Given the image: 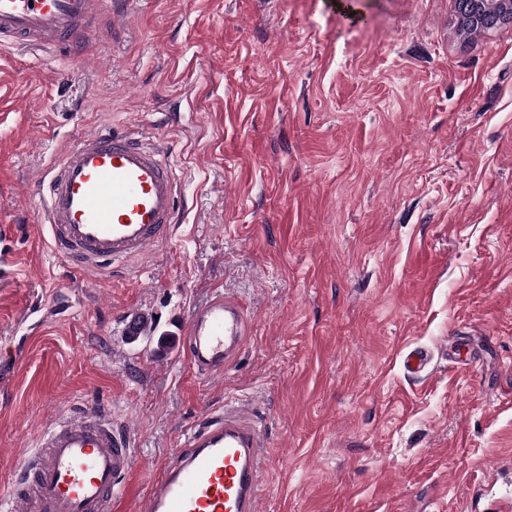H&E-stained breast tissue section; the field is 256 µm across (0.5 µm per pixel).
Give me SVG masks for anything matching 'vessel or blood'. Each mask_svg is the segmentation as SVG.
Returning a JSON list of instances; mask_svg holds the SVG:
<instances>
[{
  "label": "vessel or blood",
  "instance_id": "obj_1",
  "mask_svg": "<svg viewBox=\"0 0 512 512\" xmlns=\"http://www.w3.org/2000/svg\"><path fill=\"white\" fill-rule=\"evenodd\" d=\"M130 0H0V39L68 52L91 40L103 15L120 37ZM33 229L74 268L106 275L168 243L179 185L168 147L100 126L71 143L39 174ZM249 318L234 297L216 292L190 317L181 339L203 380L239 355ZM267 446L246 405L206 411L179 438L144 502L129 512H261ZM134 450L110 411L84 407L56 419L17 464L0 512H112Z\"/></svg>",
  "mask_w": 512,
  "mask_h": 512
}]
</instances>
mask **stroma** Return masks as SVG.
<instances>
[{
  "mask_svg": "<svg viewBox=\"0 0 512 512\" xmlns=\"http://www.w3.org/2000/svg\"><path fill=\"white\" fill-rule=\"evenodd\" d=\"M123 26L63 59L0 47V347L31 303L56 315L0 390V492L89 403L146 498L207 409L247 403L261 512H512V21L465 30L455 0H138ZM103 124L170 145L180 222L121 273L76 275L28 228L32 184ZM219 288L251 330L205 382L180 343ZM140 315L155 331L133 342Z\"/></svg>",
  "mask_w": 512,
  "mask_h": 512,
  "instance_id": "obj_1",
  "label": "stroma"
}]
</instances>
